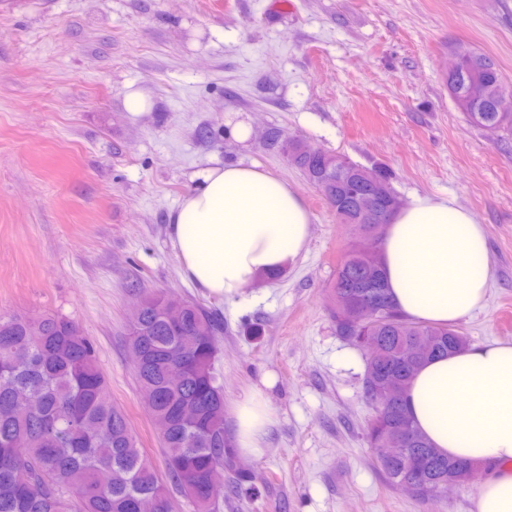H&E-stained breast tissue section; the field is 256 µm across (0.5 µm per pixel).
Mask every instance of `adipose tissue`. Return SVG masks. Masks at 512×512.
Wrapping results in <instances>:
<instances>
[{
    "instance_id": "adipose-tissue-1",
    "label": "adipose tissue",
    "mask_w": 512,
    "mask_h": 512,
    "mask_svg": "<svg viewBox=\"0 0 512 512\" xmlns=\"http://www.w3.org/2000/svg\"><path fill=\"white\" fill-rule=\"evenodd\" d=\"M310 214L287 181L254 166H211L169 214L182 279L231 303L304 253ZM381 257L408 319L458 322L481 308L491 280L486 235L456 198L415 196L390 219ZM419 431L448 457L492 465L474 512H512V344L469 346L424 364L407 390ZM242 453L259 454L271 422L252 388L234 409Z\"/></svg>"
}]
</instances>
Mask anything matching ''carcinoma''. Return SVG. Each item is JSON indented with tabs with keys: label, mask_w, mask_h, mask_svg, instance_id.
<instances>
[{
	"label": "carcinoma",
	"mask_w": 512,
	"mask_h": 512,
	"mask_svg": "<svg viewBox=\"0 0 512 512\" xmlns=\"http://www.w3.org/2000/svg\"><path fill=\"white\" fill-rule=\"evenodd\" d=\"M456 49L478 62L476 75L489 93V111H471L465 90L456 81L448 93L468 121L478 127H512V112H497L501 71L482 52ZM288 161L325 190L336 219L358 233L373 229L351 196L362 165L344 156L302 149L297 140L279 145ZM357 296L372 306L361 320L345 317L337 301ZM137 320L141 334L132 344L144 354L136 370L141 399L161 423L166 480L158 479L132 433L127 415L112 402L95 342L79 324L45 313L37 317L0 314V512H172L171 494L190 503L192 512H218L211 498V473L231 462L224 452V386L215 367L222 325L203 305L184 300L180 322L171 323L164 305L146 294ZM329 314L336 335L356 347L368 336L377 346L366 358L363 392L379 382L392 391L384 408L365 428V438L390 483L409 481L422 502L435 500L434 486L448 481L466 461L433 448L414 424L405 449L385 454L400 418H411L405 390L417 369L432 358L467 346L454 325H430L404 318L393 304L380 263L347 252L336 268ZM182 362L185 378L168 385L172 360ZM23 392L29 400H18ZM184 402L198 406V419L185 424L176 414Z\"/></svg>",
	"instance_id": "obj_1"
}]
</instances>
